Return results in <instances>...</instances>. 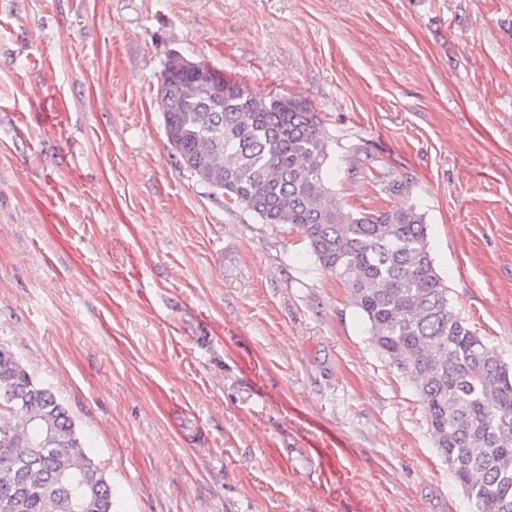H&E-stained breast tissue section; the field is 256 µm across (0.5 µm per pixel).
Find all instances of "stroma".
Listing matches in <instances>:
<instances>
[{"mask_svg":"<svg viewBox=\"0 0 512 512\" xmlns=\"http://www.w3.org/2000/svg\"><path fill=\"white\" fill-rule=\"evenodd\" d=\"M174 53L315 109L512 364V0H0V345L121 512H474L344 281L179 164Z\"/></svg>","mask_w":512,"mask_h":512,"instance_id":"obj_1","label":"stroma"}]
</instances>
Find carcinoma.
I'll return each instance as SVG.
<instances>
[{"label":"carcinoma","instance_id":"1","mask_svg":"<svg viewBox=\"0 0 512 512\" xmlns=\"http://www.w3.org/2000/svg\"><path fill=\"white\" fill-rule=\"evenodd\" d=\"M180 163L264 224H292L342 277L374 347L414 388L437 452L475 512H512V365L454 310L411 203L346 213L329 138L306 105L260 97L172 55L158 89ZM87 493L76 509L71 480ZM0 512H113L111 485L50 388L0 346Z\"/></svg>","mask_w":512,"mask_h":512}]
</instances>
